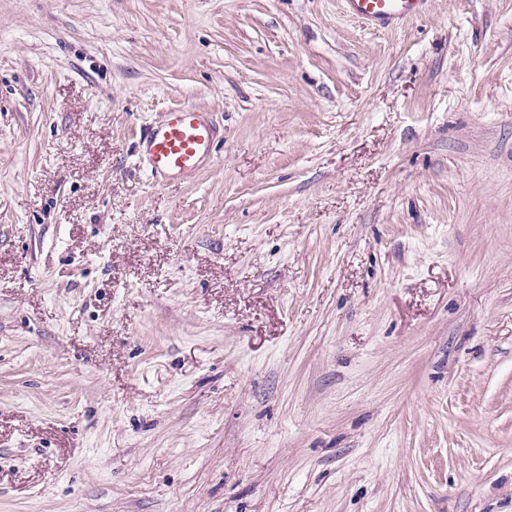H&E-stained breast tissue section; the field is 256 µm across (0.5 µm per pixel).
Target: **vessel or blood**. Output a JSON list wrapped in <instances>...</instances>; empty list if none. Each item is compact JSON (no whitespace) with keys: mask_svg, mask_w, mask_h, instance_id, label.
I'll return each instance as SVG.
<instances>
[{"mask_svg":"<svg viewBox=\"0 0 512 512\" xmlns=\"http://www.w3.org/2000/svg\"><path fill=\"white\" fill-rule=\"evenodd\" d=\"M347 12L365 24L388 29L421 15L427 0H344ZM216 126L208 113L194 106L167 112L163 122L152 127L143 145L153 178L181 179L195 174L214 152Z\"/></svg>","mask_w":512,"mask_h":512,"instance_id":"b4317fda","label":"vessel or blood"}]
</instances>
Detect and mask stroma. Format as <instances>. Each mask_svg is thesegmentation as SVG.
Here are the masks:
<instances>
[{
  "instance_id": "obj_1",
  "label": "stroma",
  "mask_w": 512,
  "mask_h": 512,
  "mask_svg": "<svg viewBox=\"0 0 512 512\" xmlns=\"http://www.w3.org/2000/svg\"><path fill=\"white\" fill-rule=\"evenodd\" d=\"M0 512H512V0H0ZM346 11L365 24L389 29L421 15L428 0H343ZM216 126L208 112L194 106L167 112L163 122L152 127L143 145L147 164L158 181L195 174L213 156Z\"/></svg>"
}]
</instances>
